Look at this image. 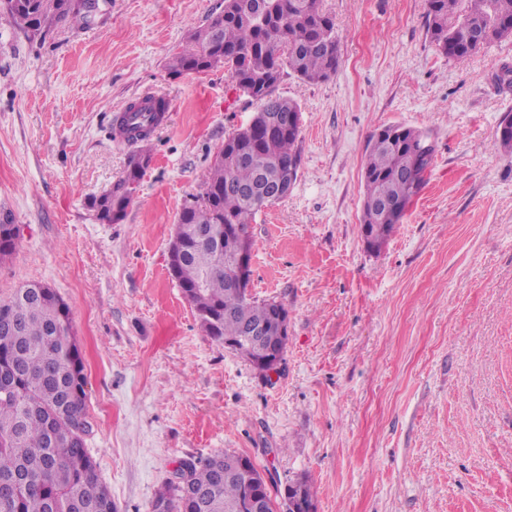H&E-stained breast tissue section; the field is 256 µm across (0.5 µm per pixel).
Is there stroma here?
<instances>
[{"label":"stroma","instance_id":"35a3bbf8","mask_svg":"<svg viewBox=\"0 0 512 512\" xmlns=\"http://www.w3.org/2000/svg\"><path fill=\"white\" fill-rule=\"evenodd\" d=\"M220 0H98L89 25L29 40L0 11V211L19 226L0 299L54 288L87 375L86 446L117 512H150L183 459L249 456L274 487L306 480L316 512H512V38L464 63L431 42L425 0H323L340 64L284 75L301 166L259 213L251 295L288 311L278 374L206 335L169 272L182 207L257 105L228 71L165 63ZM154 92L170 121L123 221L89 201L134 145L119 109ZM405 124L435 146L427 183L374 252L361 234L371 135Z\"/></svg>","mask_w":512,"mask_h":512}]
</instances>
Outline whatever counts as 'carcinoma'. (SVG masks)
Segmentation results:
<instances>
[{
    "instance_id": "1",
    "label": "carcinoma",
    "mask_w": 512,
    "mask_h": 512,
    "mask_svg": "<svg viewBox=\"0 0 512 512\" xmlns=\"http://www.w3.org/2000/svg\"><path fill=\"white\" fill-rule=\"evenodd\" d=\"M14 25L30 39L55 26H85L92 0H0ZM431 41L450 60L465 62L485 45L512 36V0H426ZM339 36L322 0H224L221 11L188 30L169 56L173 76L222 66L237 90L258 104L248 124L228 135L213 158L195 203L183 208L175 245L181 253L175 280L189 289L188 302L207 335L216 343L235 339L248 325L265 326V341L279 342V318L286 308L261 302L227 287L230 266L215 249L199 241L194 227L237 224L248 227L256 214L275 204L269 189L294 185L301 164L300 105L275 93L283 75L308 82L327 81L339 66ZM428 135L403 124L381 127L368 142L363 163L361 231L372 249L383 247L395 221L420 192L433 154L421 151ZM150 149L132 154L112 191L101 196L97 219L121 221L133 197L119 191L141 182ZM17 246L12 229L0 226V264ZM205 279L200 291L193 286ZM0 372L13 384L0 394V512H116L88 454L85 437L87 394L73 392L77 362L68 306L49 287L20 286L0 299ZM242 466L224 477V466ZM188 488L170 482L153 503L165 512H249L250 495L262 489L260 470L243 454H216L203 462H181Z\"/></svg>"
}]
</instances>
